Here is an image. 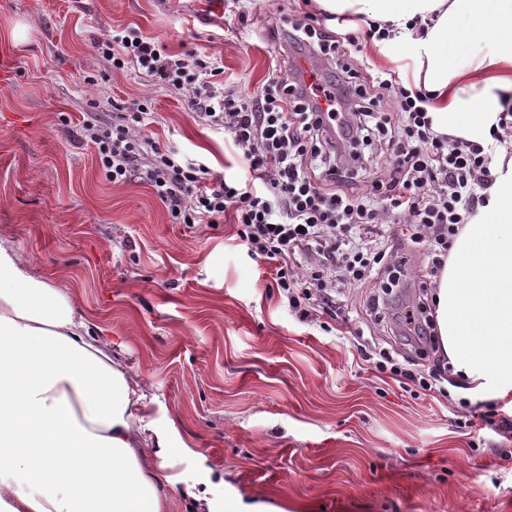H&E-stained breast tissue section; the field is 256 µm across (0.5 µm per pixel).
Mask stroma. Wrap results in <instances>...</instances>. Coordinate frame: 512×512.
I'll return each mask as SVG.
<instances>
[{"label":"stroma","instance_id":"35a3bbf8","mask_svg":"<svg viewBox=\"0 0 512 512\" xmlns=\"http://www.w3.org/2000/svg\"><path fill=\"white\" fill-rule=\"evenodd\" d=\"M280 0H0V238L73 295L112 356L147 382L150 414L195 456L183 480L225 485L271 512H512V437L464 431L448 394L411 395L358 356L361 337L300 322L275 266L234 225L174 224L140 184H114L73 136L84 113L150 98L148 134L242 170L182 95L112 71L93 39L140 28L170 50L215 56L217 81L260 90L280 62L266 21Z\"/></svg>","mask_w":512,"mask_h":512}]
</instances>
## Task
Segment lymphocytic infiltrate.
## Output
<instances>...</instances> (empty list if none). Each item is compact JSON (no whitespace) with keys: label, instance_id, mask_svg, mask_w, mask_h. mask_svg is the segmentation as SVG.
<instances>
[{"label":"lymphocytic infiltrate","instance_id":"1","mask_svg":"<svg viewBox=\"0 0 512 512\" xmlns=\"http://www.w3.org/2000/svg\"><path fill=\"white\" fill-rule=\"evenodd\" d=\"M287 59L260 94L217 88L219 62L167 52L141 30L94 39L112 69H134L155 85L185 94L196 121L224 134L245 180L215 174L204 162L151 143L147 101L130 100L120 120L90 115L78 139L90 145L109 182L141 184L175 224H219L232 216L241 244L275 263V286L303 322L336 318L351 290L379 285L369 308L410 330L404 350H368L377 373L422 391L444 380L447 365L417 368L415 354L439 345L426 306L391 313L408 261L402 246L424 249L421 288L436 287L454 239L479 214L494 176L483 145L432 129L425 92L394 71L371 74L369 29L336 35L323 13L297 11L269 25ZM312 60L308 83L300 59Z\"/></svg>","mask_w":512,"mask_h":512}]
</instances>
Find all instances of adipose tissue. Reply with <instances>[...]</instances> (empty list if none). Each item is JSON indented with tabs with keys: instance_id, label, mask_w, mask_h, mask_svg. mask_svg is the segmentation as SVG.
<instances>
[{
	"instance_id": "1",
	"label": "adipose tissue",
	"mask_w": 512,
	"mask_h": 512,
	"mask_svg": "<svg viewBox=\"0 0 512 512\" xmlns=\"http://www.w3.org/2000/svg\"><path fill=\"white\" fill-rule=\"evenodd\" d=\"M389 25L414 48L432 128L494 145L489 200L455 239L434 292L453 375L487 400L512 395V158L491 135L512 92V0H318ZM146 382L91 335L74 298L0 239V512H173L213 504L170 474L175 439L149 417Z\"/></svg>"
}]
</instances>
